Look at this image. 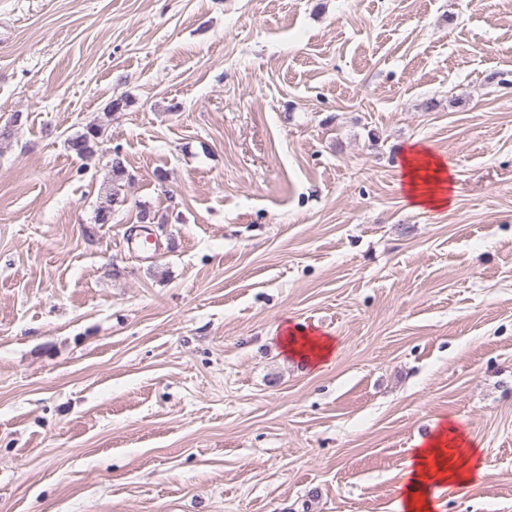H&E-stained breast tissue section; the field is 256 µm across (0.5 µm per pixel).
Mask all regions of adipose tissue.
I'll list each match as a JSON object with an SVG mask.
<instances>
[{"label":"adipose tissue","mask_w":512,"mask_h":512,"mask_svg":"<svg viewBox=\"0 0 512 512\" xmlns=\"http://www.w3.org/2000/svg\"><path fill=\"white\" fill-rule=\"evenodd\" d=\"M405 192L415 209L437 211L454 202L452 177L446 164L425 147H411L403 156ZM286 353L319 364L333 352L327 336L301 328L284 332ZM481 450L453 424H444L434 435L417 439L403 474V512H435L438 487H465L483 473Z\"/></svg>","instance_id":"adipose-tissue-1"}]
</instances>
